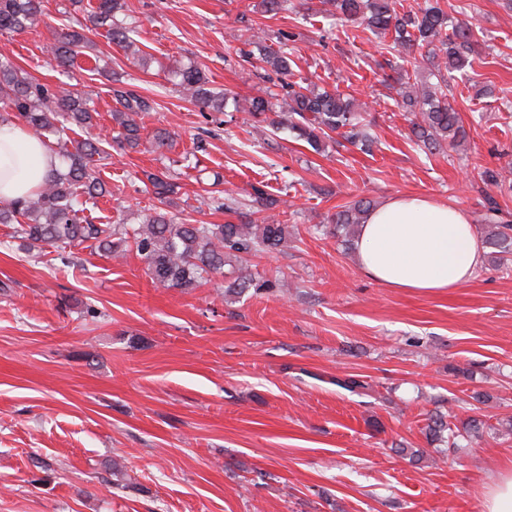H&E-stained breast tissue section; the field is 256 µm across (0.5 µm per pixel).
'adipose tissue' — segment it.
Returning a JSON list of instances; mask_svg holds the SVG:
<instances>
[{"label": "adipose tissue", "mask_w": 512, "mask_h": 512, "mask_svg": "<svg viewBox=\"0 0 512 512\" xmlns=\"http://www.w3.org/2000/svg\"><path fill=\"white\" fill-rule=\"evenodd\" d=\"M58 166L57 157L25 126L0 122V201L33 194ZM354 250L365 276L410 292L464 287L484 266L470 214L423 195H399L371 210Z\"/></svg>", "instance_id": "ef3b65f1"}]
</instances>
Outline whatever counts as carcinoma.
Segmentation results:
<instances>
[{
    "label": "carcinoma",
    "mask_w": 512,
    "mask_h": 512,
    "mask_svg": "<svg viewBox=\"0 0 512 512\" xmlns=\"http://www.w3.org/2000/svg\"><path fill=\"white\" fill-rule=\"evenodd\" d=\"M319 13L335 24L352 23L374 35L392 38V49L403 61L398 80L403 84L402 107L410 112L411 134L418 146L429 153L445 146L457 147L465 140L461 117L440 85L410 82L408 65L413 52L428 49V59L441 81L454 71L471 65L470 56L477 53L479 41L474 24L452 20L448 11L437 2L427 5L419 14H400L395 0H320ZM121 0H96L79 27L66 26L55 31L49 45L57 67L66 73L78 55L90 47L86 31L103 28L106 37L120 47L126 57L139 65L148 64L142 49L135 20L120 16ZM44 15L42 0H0V34L33 31ZM245 41L249 49L242 57L258 70V75L272 83L273 88L248 99H239L206 87L201 68L194 64H177L171 71L181 95L204 111H224L232 105L235 112H246L253 121L285 129L294 141L307 144L313 151H322L324 141L335 133L347 143L369 152L373 139L368 128L367 104L350 93H336L315 84L293 81L288 57V42L293 33L278 31V49L267 45L268 32L258 26L249 28ZM116 106L112 108V135L93 133L97 129V111L89 97L60 81L41 83L17 66L0 51V119H22L29 127L47 133L60 142H71L64 149L62 162L34 194L12 202L0 203V224L16 225L15 234L32 244L42 243L66 249L88 241L114 258L136 252L144 261L152 282L166 288H198L224 267L257 252H281L288 248L292 232L288 225L272 216L252 219L242 212L248 204L256 212L269 209L275 200L264 190L252 188L253 196L246 203L230 194L212 191L203 204L216 212L237 214L244 221L235 224H188L176 213L174 196L180 186L166 172H144L153 192L168 209L155 211L142 224L127 230L109 224H94L81 216L88 206L111 190L95 175L94 162L104 160V145L113 141L134 150L142 140L144 118L155 109V102L125 87L113 78L111 89ZM279 97L285 111L272 119L270 99ZM81 129L86 137L70 140L69 133ZM374 207L371 200L359 199L342 206L327 225L326 233L347 244L352 241L366 213ZM481 221L486 230V243L496 249L498 260H512V224L504 220L499 204L489 198ZM279 280L258 279L250 274L229 277L224 294L241 296L248 291L257 295L273 288H286ZM486 423L476 417L461 420L453 411L437 412L429 418L426 436L430 442L444 446V451L460 447V441H478Z\"/></svg>",
    "instance_id": "obj_1"
}]
</instances>
